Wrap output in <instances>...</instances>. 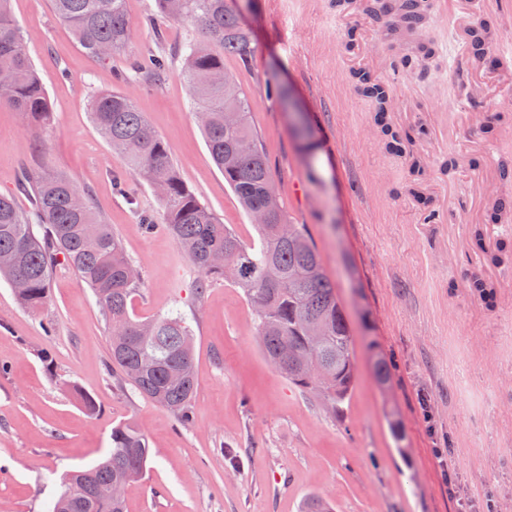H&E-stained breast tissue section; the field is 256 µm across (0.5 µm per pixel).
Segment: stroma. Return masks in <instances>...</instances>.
<instances>
[{"instance_id": "obj_1", "label": "stroma", "mask_w": 512, "mask_h": 512, "mask_svg": "<svg viewBox=\"0 0 512 512\" xmlns=\"http://www.w3.org/2000/svg\"><path fill=\"white\" fill-rule=\"evenodd\" d=\"M228 4L241 13L255 53L249 66L232 58L224 65L249 92L251 123L292 222L306 226L336 285L354 336L355 387L333 415L291 385L265 358L242 289L217 281L197 298L199 273L179 244L137 222L139 213H161L156 194L132 174L125 193L115 189L112 177L125 165L90 116L92 96L108 90L134 99L200 201L242 240L256 239L212 162L182 76L177 51L197 28L161 16L156 0H126L134 47L101 61L83 52L50 0H11L53 120L35 132L0 105V193L28 207L18 179L42 140L52 168L91 190L139 270L134 314L187 316L198 386L183 426L118 385L99 305L65 261L35 312L0 278V512H49L62 475L104 456L113 427L127 421L152 454L125 490L126 512H299L313 494L335 512H512V264H490L467 245L475 224L512 242V215L498 211L499 198L512 199V177H498L512 170V112L498 106L512 98V85H501L489 66L512 31L502 29L496 0H435L413 34L389 30L386 18L365 11L366 0ZM485 21L492 36L476 54L471 32ZM291 28L301 43L290 54ZM421 44L430 58L404 77L403 56ZM161 46L172 56L166 80H130ZM360 68L391 85L397 106L387 121L412 137L421 177L387 150L352 79ZM271 76L287 88V103L266 98ZM476 81L486 97L471 95ZM475 108L483 119L468 123ZM300 115L310 120L304 138L295 132ZM431 209L445 211L446 223L424 225ZM476 276L496 283L494 306L470 292ZM378 357L392 365L385 391L373 378ZM82 392L95 412L80 404Z\"/></svg>"}]
</instances>
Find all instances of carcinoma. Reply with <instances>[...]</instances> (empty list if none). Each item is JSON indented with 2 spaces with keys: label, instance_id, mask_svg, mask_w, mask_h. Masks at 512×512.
<instances>
[{
  "label": "carcinoma",
  "instance_id": "1",
  "mask_svg": "<svg viewBox=\"0 0 512 512\" xmlns=\"http://www.w3.org/2000/svg\"><path fill=\"white\" fill-rule=\"evenodd\" d=\"M55 15L72 31L88 54L103 60L126 50L135 31L125 9L126 0H51ZM160 12L175 21H189L203 39H189L180 48L184 74L192 92L196 113L207 147L224 173L246 213L262 210L276 194L269 158L249 118L250 95L235 74L224 67L234 58L246 66L254 48L239 15L227 0H157ZM429 0H370L368 11L395 16L407 31L417 30L429 10ZM491 37L490 24L473 30L471 45L480 51ZM168 57L152 55L146 71L138 68L130 80L146 77L164 80ZM361 94L376 109L375 119L389 151L409 159L412 173H420V158L410 149L411 139L394 132L386 123L392 105L391 86L366 69L352 74ZM0 104L23 113L34 129L50 124L53 114L47 93L25 49L23 34L10 13V0H0ZM91 117L98 132L123 158L128 170L150 187L161 189V218L138 214L146 232L164 227L178 242L193 267L201 274L196 294L225 279L224 256H229L235 275L231 284L242 289L253 307L258 336L270 362L285 344L317 359L323 373L307 378L298 370L299 358L281 369L298 389L327 401L331 408L342 403L356 382L353 340L348 319L336 296L322 260L301 224H291L288 235L280 225L290 224L280 206L268 224L257 225L259 246L248 245L228 227L182 180L171 162L164 140L153 130L133 99L114 91L97 93ZM234 156L232 164L225 157ZM18 191L31 201L19 209L14 195L0 194V276L16 283L15 294L25 308L37 311L49 299V282L58 256L92 288L109 323V370L118 384H129L141 396L171 412L185 425L192 420L197 389L194 370V338L181 313L158 315L148 321L132 313L141 278L129 276L132 264L122 239L103 223L92 205L88 188L63 173L47 170L46 151L23 167ZM471 247L486 254L493 265L512 262V244L485 249L481 225L472 228ZM471 291L489 306L496 289L486 279H475ZM324 324L325 336L310 344L306 326ZM378 386L389 385L390 366L377 358L373 364ZM151 448L147 437L132 422L112 428L111 450L97 463L71 470L62 477V491L51 512H126L125 499L95 501L84 495L96 485L121 476L134 478L146 470ZM301 512H334L328 501L307 497Z\"/></svg>",
  "mask_w": 512,
  "mask_h": 512
}]
</instances>
